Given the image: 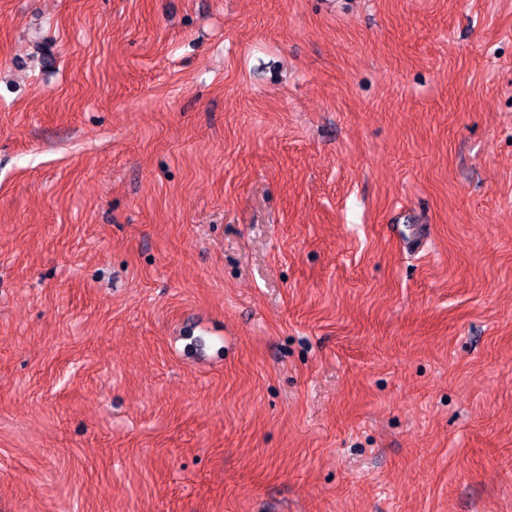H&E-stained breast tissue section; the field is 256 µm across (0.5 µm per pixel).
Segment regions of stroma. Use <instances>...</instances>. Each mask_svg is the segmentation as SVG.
I'll return each instance as SVG.
<instances>
[{
	"label": "stroma",
	"instance_id": "35a3bbf8",
	"mask_svg": "<svg viewBox=\"0 0 512 512\" xmlns=\"http://www.w3.org/2000/svg\"><path fill=\"white\" fill-rule=\"evenodd\" d=\"M0 512H512V0H0Z\"/></svg>",
	"mask_w": 512,
	"mask_h": 512
}]
</instances>
